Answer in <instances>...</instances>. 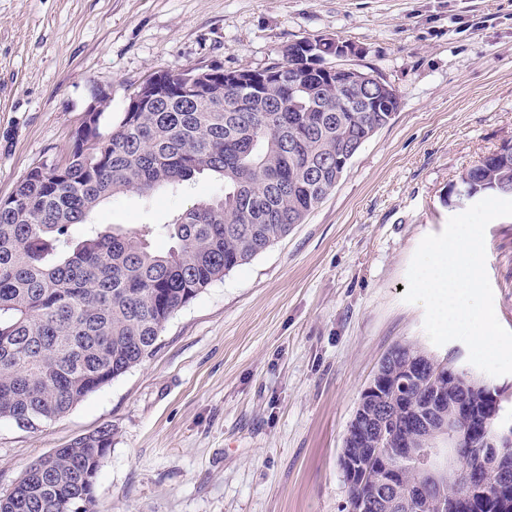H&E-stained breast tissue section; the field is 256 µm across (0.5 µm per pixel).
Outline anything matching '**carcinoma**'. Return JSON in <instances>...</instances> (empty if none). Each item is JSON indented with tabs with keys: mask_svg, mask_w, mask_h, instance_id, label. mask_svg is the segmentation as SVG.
<instances>
[{
	"mask_svg": "<svg viewBox=\"0 0 512 512\" xmlns=\"http://www.w3.org/2000/svg\"><path fill=\"white\" fill-rule=\"evenodd\" d=\"M304 59L282 57L256 70L260 85H233L230 72L195 67L163 70L157 97L125 109L109 135L101 113L86 112L63 162L31 167L0 198V419L33 430L67 413L89 394L148 355L165 324L213 282L249 263L304 222L335 189L345 168L336 153L360 150L386 113L365 112L345 91L325 92ZM223 184L163 224H77L104 201L134 192L151 195L197 175ZM480 197L512 186V141L468 169ZM157 237L169 247L158 251ZM419 358L421 370L387 391L383 422L400 442L441 445L443 436L421 411L427 393L448 397L456 413L469 390L464 377L436 373L424 348L406 343L391 361ZM346 451L363 462L347 505L364 498L373 512H442L448 484L425 488L423 501L385 506L384 471L367 456L361 436ZM112 429L101 427L39 457L0 512H93L94 488ZM499 448H465L467 465L486 494L460 501V512H512L492 464ZM412 461L398 464L395 496L412 491Z\"/></svg>",
	"mask_w": 512,
	"mask_h": 512,
	"instance_id": "carcinoma-1",
	"label": "carcinoma"
}]
</instances>
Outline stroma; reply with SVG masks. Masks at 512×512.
I'll list each match as a JSON object with an SVG mask.
<instances>
[{"label":"stroma","instance_id":"obj_1","mask_svg":"<svg viewBox=\"0 0 512 512\" xmlns=\"http://www.w3.org/2000/svg\"><path fill=\"white\" fill-rule=\"evenodd\" d=\"M362 47L354 67L399 107L303 224L215 281L125 374L38 429L0 420V495L38 457L106 426L94 512H342L339 464L362 389L413 342L433 345L402 286L420 241L461 206L465 170L512 140V0H0V198L65 160L96 90L117 124L151 74L260 69L289 43ZM205 176L111 199L97 224H158L214 195ZM486 272L512 330V217L485 232Z\"/></svg>","mask_w":512,"mask_h":512}]
</instances>
